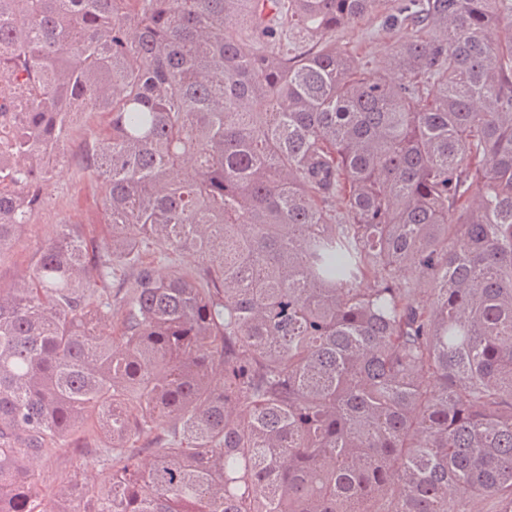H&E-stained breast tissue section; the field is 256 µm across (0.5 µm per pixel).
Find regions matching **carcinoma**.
<instances>
[{
    "instance_id": "1",
    "label": "carcinoma",
    "mask_w": 512,
    "mask_h": 512,
    "mask_svg": "<svg viewBox=\"0 0 512 512\" xmlns=\"http://www.w3.org/2000/svg\"><path fill=\"white\" fill-rule=\"evenodd\" d=\"M379 2L0 0V257L47 155L106 224L0 289V512H512V0H404L368 78ZM393 3L386 1L378 13L336 33V45L355 57L367 77L375 76L382 62L400 41L416 39L415 29L399 32L389 27ZM74 443L81 450H75L66 442L36 465L39 485L46 501L56 499L67 478L74 473L90 483L99 482L110 475L111 464L99 451L102 443L91 432H79Z\"/></svg>"
}]
</instances>
